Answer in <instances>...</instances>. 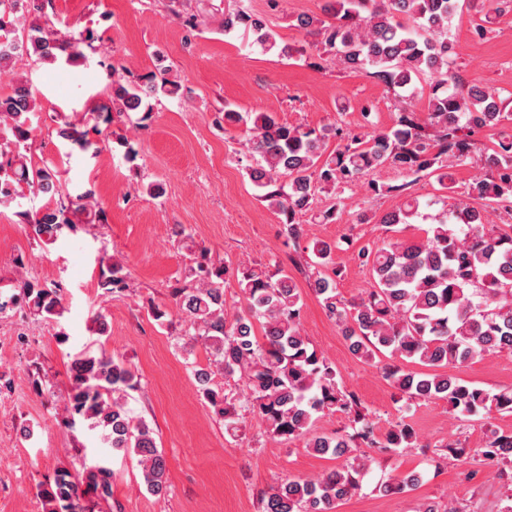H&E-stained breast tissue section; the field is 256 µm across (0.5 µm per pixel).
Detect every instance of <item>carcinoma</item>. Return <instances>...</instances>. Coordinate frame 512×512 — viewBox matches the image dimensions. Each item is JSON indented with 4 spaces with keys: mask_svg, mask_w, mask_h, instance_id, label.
I'll return each mask as SVG.
<instances>
[{
    "mask_svg": "<svg viewBox=\"0 0 512 512\" xmlns=\"http://www.w3.org/2000/svg\"><path fill=\"white\" fill-rule=\"evenodd\" d=\"M49 0H0V71L10 72L17 58L54 63L59 53L69 61L84 58L94 35L60 39L41 24ZM468 6L481 14L473 26L479 39L487 35L492 16L512 12V0H333L329 19L296 17V27L317 30L325 49L345 70L359 71L389 90L424 81L429 87L423 121L402 108L392 127L363 135L340 126L320 130L290 126L268 112L241 113L224 108V124L247 125L249 144L258 155L250 171L259 199L282 216V233L290 240L303 234L301 217L311 209L316 193L336 191L335 202L324 212L330 220L342 215L341 194L360 182L374 194L395 193L400 206L385 214L382 224H408L419 215L421 203L408 188L421 177L435 178L440 189H453L448 168L472 158L479 148L472 135L512 118V97L503 98L485 87L465 81L456 67L455 40L450 33L454 16ZM240 28L255 41L275 46L265 19L243 9L224 16V32ZM152 72L137 81H111V105L99 107L102 122L112 123V105L121 112H140L145 100L178 93L180 85ZM37 97L28 80L18 79L0 94V123L12 138L0 142V205L29 190L57 198L55 205L33 214L18 213L33 241L54 243L65 229L77 227L94 198L88 190L75 199L60 194L57 171L38 164L32 155L30 114ZM57 136L82 151H97V143L66 120ZM336 150L326 153L329 140ZM490 174L469 184L467 198L483 203L478 209L463 204L443 215L426 237L413 242H388L360 249L370 267L371 285L358 300L339 297L336 281L318 276L310 283L329 316L336 320L353 355L388 359L382 374L409 401L442 399L461 415L481 411L512 414V389L491 393L448 374V368L467 364L485 354L512 353V233L487 232L488 210L512 208V138L484 156ZM402 171L411 180L384 186L368 179L382 167ZM98 287L113 293L126 287L124 266L103 256ZM198 285L175 287L176 310L190 323L191 340L209 354L194 376L199 391L227 430L241 429L237 408L258 415L274 440H301L314 452L342 459L338 468L313 480L288 479L262 498V512H336L338 505L360 490L375 458L360 452L356 440L381 453H398L417 446L411 424L401 419L380 439L360 408L357 396L339 386L335 366L311 346L301 333L302 304L297 283L285 271L269 275L260 268L237 269L236 279L246 301L244 312L229 314L224 301L227 269L201 253L190 267ZM20 293L0 299V313L24 307L29 314L53 320L63 313L60 288L23 280ZM482 298L475 305L472 297ZM260 324L263 336L255 333ZM420 365L412 370L408 365ZM239 375L246 390L230 399L211 385L212 375ZM71 388L64 403V424L88 422L102 431L104 444L116 452L138 457L149 493L167 492V463L153 429L130 415L125 393L137 386L132 365L104 351L83 354L70 365ZM340 411L351 417L354 433L311 432L314 415ZM471 458L497 472L512 467V432L489 426L486 439L472 449ZM418 478L408 475L380 485L384 492L413 489ZM43 512H94L98 500L112 498V471L102 465L73 474L61 466L42 484Z\"/></svg>",
    "mask_w": 512,
    "mask_h": 512,
    "instance_id": "obj_1",
    "label": "carcinoma"
}]
</instances>
